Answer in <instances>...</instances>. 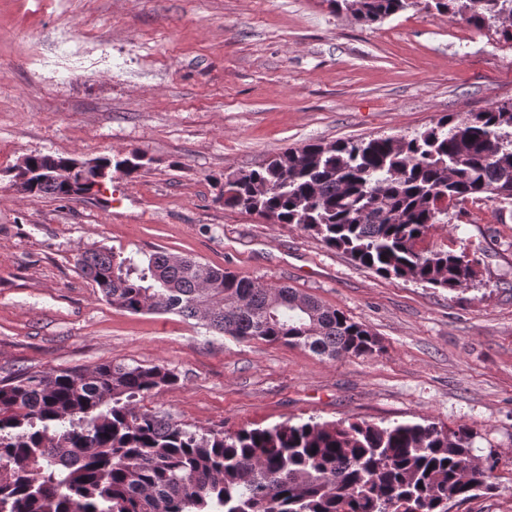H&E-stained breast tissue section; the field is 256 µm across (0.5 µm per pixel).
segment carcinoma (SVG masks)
Wrapping results in <instances>:
<instances>
[{
    "label": "carcinoma",
    "instance_id": "cac0c4a2",
    "mask_svg": "<svg viewBox=\"0 0 512 512\" xmlns=\"http://www.w3.org/2000/svg\"><path fill=\"white\" fill-rule=\"evenodd\" d=\"M478 30L512 0H433ZM374 23L409 0H357ZM33 197L77 190L50 173ZM224 206L295 224L355 264L448 291L478 275L464 251L425 245L448 206L512 207V102L448 114L412 137L313 143L225 176ZM98 296L130 313H172L236 341L308 349L331 360L377 350L367 327L282 285L192 257L147 262L100 248L76 261ZM162 365L105 363L90 372H24L0 380V512H448L490 491L493 456L466 426L434 422H287L201 432L139 403L174 384Z\"/></svg>",
    "mask_w": 512,
    "mask_h": 512
}]
</instances>
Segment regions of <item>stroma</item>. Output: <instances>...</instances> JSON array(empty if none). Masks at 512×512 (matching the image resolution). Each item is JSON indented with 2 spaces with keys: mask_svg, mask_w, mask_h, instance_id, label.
<instances>
[{
  "mask_svg": "<svg viewBox=\"0 0 512 512\" xmlns=\"http://www.w3.org/2000/svg\"><path fill=\"white\" fill-rule=\"evenodd\" d=\"M512 100V45L426 0L365 26L326 0H0V379L162 365L145 409L196 427L433 421L473 429L496 488L449 512H512V207L449 209L434 245L480 261L451 293L384 278L293 224L225 207V175L309 143L413 136ZM136 152L93 200L32 199L31 153ZM156 249L284 284L367 326L379 352L336 360L239 342L98 298L85 251Z\"/></svg>",
  "mask_w": 512,
  "mask_h": 512,
  "instance_id": "1",
  "label": "stroma"
}]
</instances>
